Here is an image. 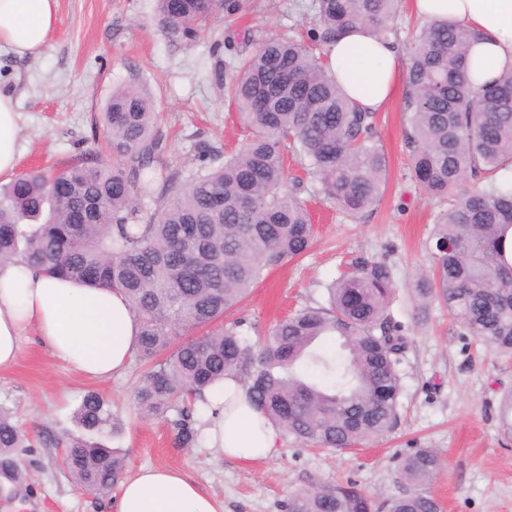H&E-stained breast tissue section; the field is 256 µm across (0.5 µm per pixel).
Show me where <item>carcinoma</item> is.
<instances>
[{
	"instance_id": "carcinoma-1",
	"label": "carcinoma",
	"mask_w": 512,
	"mask_h": 512,
	"mask_svg": "<svg viewBox=\"0 0 512 512\" xmlns=\"http://www.w3.org/2000/svg\"><path fill=\"white\" fill-rule=\"evenodd\" d=\"M173 41L194 42L246 0H155ZM399 0H315L323 46L357 26L390 36ZM468 29L431 22L414 36L407 66L404 146L411 176L431 199L465 179L432 233L431 266L414 282L421 316L442 304L461 333L512 355V71L475 94L468 80ZM251 135L219 167L157 178L163 147L154 102L132 80L112 90L103 123L113 162L73 159L29 171L0 188V263L20 258L49 274L122 289L140 324L134 358L145 366L136 398L148 414L179 412L175 441L195 446L190 406L224 378L280 430L314 448H350L397 424L408 340L389 309L392 266L360 259L328 288L326 306L279 320L257 342L251 325L226 319L264 272L305 254L314 225L288 185L291 148L322 197L356 217L378 200L386 160L373 141V113L344 96L314 45L272 38L219 78ZM156 203L144 216L142 200ZM338 343L330 352L325 343ZM512 436V391L498 409ZM65 441L75 486L105 495L125 460L106 445L115 415L96 392L74 415ZM29 438L0 408V479L25 478ZM441 467L433 448H413L395 469L398 493L377 506L355 484L297 493L284 512H441L429 485Z\"/></svg>"
}]
</instances>
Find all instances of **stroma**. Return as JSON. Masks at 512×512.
Segmentation results:
<instances>
[{
  "mask_svg": "<svg viewBox=\"0 0 512 512\" xmlns=\"http://www.w3.org/2000/svg\"><path fill=\"white\" fill-rule=\"evenodd\" d=\"M58 17L41 53L20 57L0 49V91L13 97L19 115L21 173L76 155L111 159L101 112L113 89L133 79L156 105L168 166L191 173L205 161L222 163L225 150L244 142L250 130L212 77L216 60L232 62L273 35L306 36L316 24L313 0H252L241 20L251 43L228 27L217 48L210 35L190 44L171 41L157 26L155 0H59ZM403 104L396 96L375 115L374 139L387 176L379 201L359 217L327 203L299 157L286 153L315 244L305 257L266 272L239 311L252 325L251 339H258L291 311L324 304L327 284L355 260H386L396 278L390 309L409 340L394 429L354 448L320 451L285 436L275 455L250 463L226 459L203 443L181 448L177 413L149 416L135 399L143 367L132 361L120 376L90 380L30 336L16 365L0 371V407L33 442L27 483L20 495H0V512H112L114 495L74 486L56 444L77 433L74 412L91 391L118 415L106 443L124 456L126 476L145 466L181 470L224 512H280L283 501L316 483L351 481L383 501L397 491V456L416 446L442 457L431 486L442 512H512V444L498 418L499 398L512 390V357L461 335L443 306L433 305L425 319L414 317L413 274L429 265L432 229L448 205L427 198L411 177Z\"/></svg>",
  "mask_w": 512,
  "mask_h": 512,
  "instance_id": "stroma-1",
  "label": "stroma"
}]
</instances>
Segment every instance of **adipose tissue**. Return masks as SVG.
I'll use <instances>...</instances> for the list:
<instances>
[{"label":"adipose tissue","instance_id":"ef3b65f1","mask_svg":"<svg viewBox=\"0 0 512 512\" xmlns=\"http://www.w3.org/2000/svg\"><path fill=\"white\" fill-rule=\"evenodd\" d=\"M426 20L460 24L473 33L468 54L472 88L512 70V0H412ZM58 22V0H0V46L39 54ZM327 64L349 100L378 112L401 84L400 44L361 28L327 46ZM18 114L0 93V177L13 176L19 156ZM138 322L120 290L51 278L25 261L0 264V370L17 362L22 339L38 336L58 360L90 379L123 372ZM217 411L205 437L225 457L259 460L277 453L280 432L247 401L231 378L207 392ZM223 507L181 470L146 467L121 484L116 512H222Z\"/></svg>","mask_w":512,"mask_h":512}]
</instances>
